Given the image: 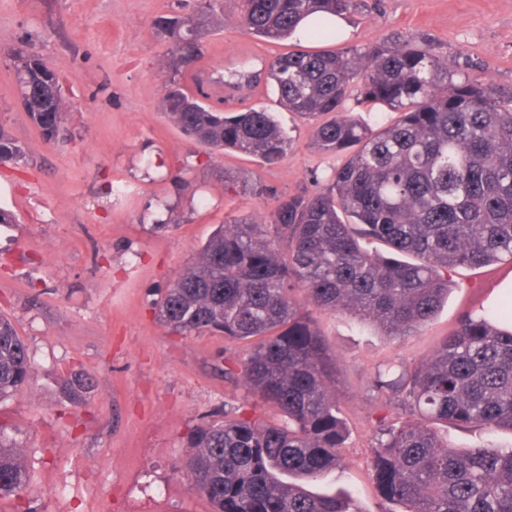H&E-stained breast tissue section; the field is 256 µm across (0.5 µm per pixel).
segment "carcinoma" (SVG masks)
Here are the masks:
<instances>
[{
    "instance_id": "1",
    "label": "carcinoma",
    "mask_w": 512,
    "mask_h": 512,
    "mask_svg": "<svg viewBox=\"0 0 512 512\" xmlns=\"http://www.w3.org/2000/svg\"><path fill=\"white\" fill-rule=\"evenodd\" d=\"M239 7L246 31L277 42L304 17L344 15L355 0H239ZM214 16L215 4L205 0L194 17L160 21L178 38L166 62L163 111L214 151L274 164L288 138L270 113L228 115L182 85V68L201 55L204 19ZM12 57L25 111L56 141L67 104L55 72L24 50ZM268 76L280 104L314 124L319 149L352 153L319 192L281 198L271 223L239 219L218 228L154 302L173 332L253 341L245 358L224 359V378L279 416L264 421L231 406L224 420L198 426L188 437L186 476L213 512H357L343 497L305 487L344 464L347 438L336 357L307 307L350 312L397 336L434 316L448 297L449 270L512 262V94L409 39L289 52L269 62ZM353 92L357 103L386 107L398 119L373 131L344 115ZM22 156L0 129V164ZM364 238L418 261L370 253ZM511 326L504 300L468 308L428 362L385 365L371 376L369 391L385 412L375 421L369 465L384 501L404 512H512V448H453L429 427L512 431ZM31 372L25 343L0 317V399L26 388ZM92 388L80 374L64 393L81 404ZM402 394L414 419L399 424L386 408ZM30 478L24 449L0 441V498L19 495Z\"/></svg>"
}]
</instances>
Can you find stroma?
Returning <instances> with one entry per match:
<instances>
[{"mask_svg":"<svg viewBox=\"0 0 512 512\" xmlns=\"http://www.w3.org/2000/svg\"><path fill=\"white\" fill-rule=\"evenodd\" d=\"M333 41L270 43L244 31L238 0H220L219 21L184 72L225 111L271 112L290 139L274 165L185 136L161 106L164 63L176 39L162 17L196 13V0H0V127L22 147L0 166V315L27 344V388L0 400V440L25 448L31 481L0 512H212L190 492L184 461L191 428L242 405L272 418L244 386L224 378L221 333L179 335L152 302L190 265L216 228L234 219L268 224L280 197L321 190L342 153L319 150L312 127L284 109L265 63L293 50L340 51L405 37L427 42L449 66L512 92V0H356ZM49 62L68 105V136L52 143L22 106L5 51ZM251 65L260 78L222 102L219 73ZM238 178L236 190L225 177ZM507 266L449 271L452 290L436 315L387 336L349 313L312 310L336 356L337 404L349 438L346 463L312 483L349 496L360 512H385L368 470L379 403L367 382L388 363L429 360L461 311L498 288ZM94 380L84 403L62 390L71 373ZM437 432L456 448H508L512 431Z\"/></svg>","mask_w":512,"mask_h":512,"instance_id":"1","label":"stroma"}]
</instances>
